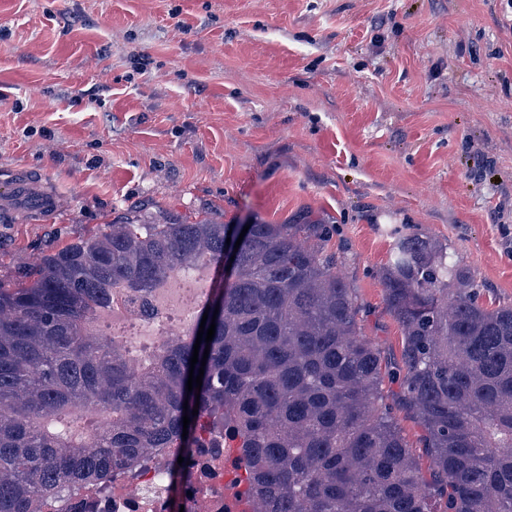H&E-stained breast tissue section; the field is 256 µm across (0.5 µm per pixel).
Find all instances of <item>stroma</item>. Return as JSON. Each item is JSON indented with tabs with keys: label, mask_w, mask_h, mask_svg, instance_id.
Returning a JSON list of instances; mask_svg holds the SVG:
<instances>
[{
	"label": "stroma",
	"mask_w": 512,
	"mask_h": 512,
	"mask_svg": "<svg viewBox=\"0 0 512 512\" xmlns=\"http://www.w3.org/2000/svg\"><path fill=\"white\" fill-rule=\"evenodd\" d=\"M0 281L129 218L315 222L399 384L376 272L447 243L512 303L507 0H0ZM52 200L50 192L40 184L30 181H16L12 198L3 201V205H10L15 201L33 205L36 209L46 208Z\"/></svg>",
	"instance_id": "35a3bbf8"
}]
</instances>
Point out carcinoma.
I'll return each mask as SVG.
<instances>
[{"instance_id": "carcinoma-1", "label": "carcinoma", "mask_w": 512, "mask_h": 512, "mask_svg": "<svg viewBox=\"0 0 512 512\" xmlns=\"http://www.w3.org/2000/svg\"><path fill=\"white\" fill-rule=\"evenodd\" d=\"M240 231L129 219L44 254L28 285L0 282V512H38L73 482L224 429L255 458V512H512V304L480 303L474 274L434 237L398 238L380 267L426 475L325 250L332 225L255 217L238 245ZM227 244L234 264L204 306L216 328L194 368L201 390H186L199 326L137 366L90 334L113 288L145 302L169 270L223 262ZM69 411L107 427L76 440L60 420Z\"/></svg>"}]
</instances>
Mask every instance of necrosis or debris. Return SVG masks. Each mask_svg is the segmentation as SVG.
Instances as JSON below:
<instances>
[{"label":"necrosis or debris","mask_w":512,"mask_h":512,"mask_svg":"<svg viewBox=\"0 0 512 512\" xmlns=\"http://www.w3.org/2000/svg\"><path fill=\"white\" fill-rule=\"evenodd\" d=\"M151 310L124 297L120 317L132 335L153 337L155 348L189 335L196 312L174 310L163 288ZM254 462L231 432L204 436L185 450L164 448L113 472L110 482H79L44 502V512H251L245 493Z\"/></svg>","instance_id":"4bbe7bcc"}]
</instances>
